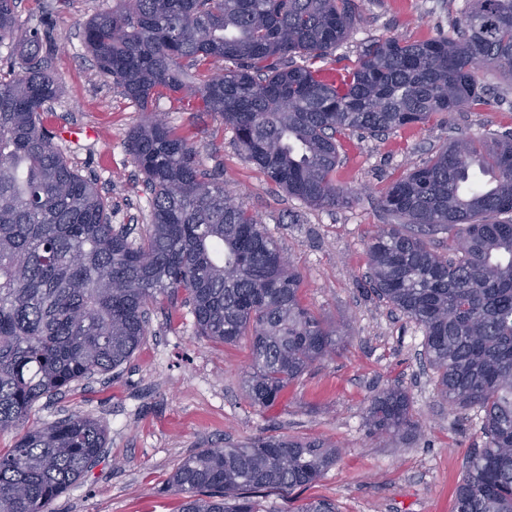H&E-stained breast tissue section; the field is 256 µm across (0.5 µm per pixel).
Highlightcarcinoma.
<instances>
[{"instance_id":"cac0c4a2","label":"carcinoma","mask_w":512,"mask_h":512,"mask_svg":"<svg viewBox=\"0 0 512 512\" xmlns=\"http://www.w3.org/2000/svg\"><path fill=\"white\" fill-rule=\"evenodd\" d=\"M84 24L100 70L141 109L200 95L244 159L290 197L349 204L336 183L337 136L384 135L488 104L480 71L512 78V0H471L453 36L372 39L323 83L320 63L348 39L363 0H120ZM17 0H0V43L17 37ZM21 65L0 74V512H48L97 460L107 433L78 415L30 427L36 402L127 362L160 296L181 290L196 333L250 338L253 404L336 353L343 336L299 297L300 274L261 221L199 168L191 139L159 113L128 149L150 194L146 233L112 224L111 205L53 144L42 115L60 86L52 47L22 38ZM300 61H295V58ZM235 64L216 70L215 60ZM487 180L464 194L472 175ZM391 220L367 245L372 292L419 325L437 388L453 409L482 414L455 512H512V131L458 137L381 198ZM450 234L448 254L417 230ZM365 422L377 438L417 436L407 392L377 394ZM339 451L319 439L267 437L185 459L170 487L183 512H255L247 493L318 481Z\"/></svg>"}]
</instances>
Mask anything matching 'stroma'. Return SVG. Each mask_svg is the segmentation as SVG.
<instances>
[{"label": "stroma", "instance_id": "obj_1", "mask_svg": "<svg viewBox=\"0 0 512 512\" xmlns=\"http://www.w3.org/2000/svg\"><path fill=\"white\" fill-rule=\"evenodd\" d=\"M117 0H18L19 32L49 30L50 69L60 94L44 123L70 165L96 180L112 205L114 225L143 232L150 198L130 154L131 131L145 118L88 52L83 25ZM465 0H364L363 21L325 65L340 69L357 59L372 38L413 42L452 33ZM496 103L433 118L385 137L358 132L342 137L339 185L354 189L344 207L313 208L289 197L242 157L231 129L205 109L201 97L161 99L154 111L191 138L202 169L223 181L258 215L265 230L301 276L302 303L321 318L340 322L336 355L316 363L269 407L246 395L251 362L248 339L234 344L195 333L184 296L150 311L142 346L122 366L76 382L65 393L39 400L30 422L42 425L81 414L99 420L107 441L99 459L57 497L50 512H180L182 495L168 481L188 457L268 436L320 438L339 457L315 484L290 492L254 495L258 512H298L314 500L338 512H454L455 490L474 451L482 446V419L451 410L424 356L423 331L372 293L367 243L387 218L382 191L427 161L450 138L476 136L485 126L512 129V81L483 74ZM81 129L79 141L63 130ZM403 388L420 436L376 442L365 425L371 399L385 388Z\"/></svg>", "mask_w": 512, "mask_h": 512}]
</instances>
